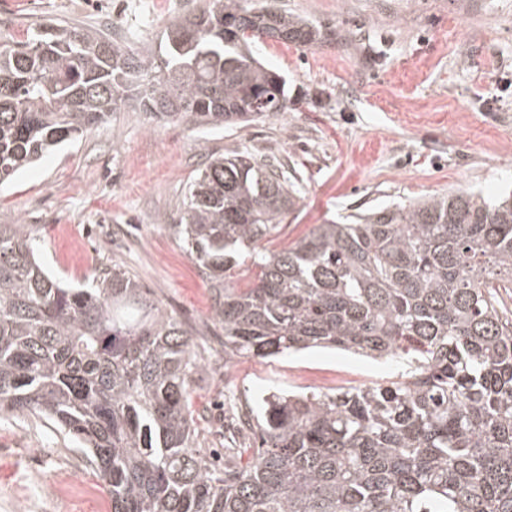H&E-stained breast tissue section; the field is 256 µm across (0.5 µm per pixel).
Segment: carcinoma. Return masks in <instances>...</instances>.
I'll list each match as a JSON object with an SVG mask.
<instances>
[{
	"label": "carcinoma",
	"mask_w": 512,
	"mask_h": 512,
	"mask_svg": "<svg viewBox=\"0 0 512 512\" xmlns=\"http://www.w3.org/2000/svg\"><path fill=\"white\" fill-rule=\"evenodd\" d=\"M321 39L246 0L169 19L156 56L38 24L0 42V186L129 101L202 128L280 117L286 79L255 45ZM301 198L247 150L211 156L188 187L178 234L213 284L224 366L323 348L394 359L397 379L270 392L261 415L237 416L258 446L225 449L218 468L193 448L201 365L182 324L115 268L83 287L46 272L17 220L0 224V413L76 439L112 512H512V313L498 299L512 289V193L369 209L267 250Z\"/></svg>",
	"instance_id": "carcinoma-1"
}]
</instances>
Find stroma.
I'll return each instance as SVG.
<instances>
[{
	"label": "stroma",
	"instance_id": "1",
	"mask_svg": "<svg viewBox=\"0 0 512 512\" xmlns=\"http://www.w3.org/2000/svg\"><path fill=\"white\" fill-rule=\"evenodd\" d=\"M323 33L309 48L266 41L256 56L288 82V110L221 129L126 106L0 188V223L33 225L38 254L75 284L126 272L187 330L206 367L201 448H227L237 408L271 389L335 393L396 366L311 349L224 364L209 279L175 226L209 155L247 150L296 172L302 199L271 249L315 225L448 192L512 191V0H267ZM204 0H0V38L49 19L158 50L166 21ZM50 420L0 414V512H111L97 473Z\"/></svg>",
	"mask_w": 512,
	"mask_h": 512
}]
</instances>
